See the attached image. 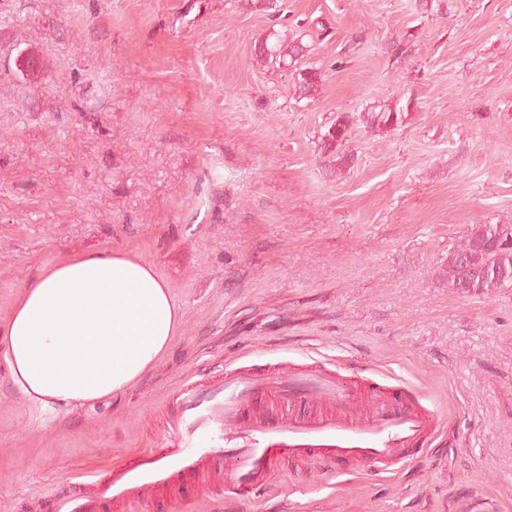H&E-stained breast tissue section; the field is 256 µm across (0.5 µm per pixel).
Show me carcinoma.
I'll return each mask as SVG.
<instances>
[{
	"mask_svg": "<svg viewBox=\"0 0 512 512\" xmlns=\"http://www.w3.org/2000/svg\"><path fill=\"white\" fill-rule=\"evenodd\" d=\"M308 50L302 38L294 33L271 32L258 42L253 59L260 65L289 71L294 76L297 98H311L319 85L318 69L307 61ZM407 115L404 109L387 101L372 105L362 112L336 115L324 133L319 135L322 148L329 157L327 168L338 176L351 168L355 157L345 147L351 129L362 125L371 132L394 130ZM480 232L472 231L448 250L445 264L448 287L457 293L489 296L504 288H512V239L494 242L485 248L474 246Z\"/></svg>",
	"mask_w": 512,
	"mask_h": 512,
	"instance_id": "cac0c4a2",
	"label": "carcinoma"
}]
</instances>
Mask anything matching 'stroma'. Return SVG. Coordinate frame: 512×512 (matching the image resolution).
<instances>
[{
    "label": "stroma",
    "instance_id": "obj_1",
    "mask_svg": "<svg viewBox=\"0 0 512 512\" xmlns=\"http://www.w3.org/2000/svg\"><path fill=\"white\" fill-rule=\"evenodd\" d=\"M321 79L258 66L266 13L234 0H0V318L41 270L128 252L183 319L124 393L40 410L0 365V512L150 447L182 383L227 361L368 366L441 411L399 474L284 462L269 491L191 512H512V288L453 293L473 228L512 221V0H282ZM356 126L350 171L318 137ZM406 113L396 103L384 101L369 106L364 112L355 115L347 112L337 114L336 118L327 124L324 133L319 135L321 148L329 157L326 165L330 174L334 173L336 177L341 176L350 170L355 161L353 154L345 147L353 126L362 125L371 132L394 130L405 122L408 117Z\"/></svg>",
    "mask_w": 512,
    "mask_h": 512
}]
</instances>
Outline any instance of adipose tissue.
<instances>
[{
    "label": "adipose tissue",
    "instance_id": "obj_1",
    "mask_svg": "<svg viewBox=\"0 0 512 512\" xmlns=\"http://www.w3.org/2000/svg\"><path fill=\"white\" fill-rule=\"evenodd\" d=\"M182 317L153 265L82 252L22 287L0 319V360L29 401L76 408L136 384L167 354Z\"/></svg>",
    "mask_w": 512,
    "mask_h": 512
}]
</instances>
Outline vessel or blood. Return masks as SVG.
<instances>
[{
    "label": "vessel or blood",
    "instance_id": "b4317fda",
    "mask_svg": "<svg viewBox=\"0 0 512 512\" xmlns=\"http://www.w3.org/2000/svg\"><path fill=\"white\" fill-rule=\"evenodd\" d=\"M174 398L177 411L151 448L68 489L50 488L47 512H110L174 489L190 504L219 470L225 498L248 502L286 460L389 474L429 452L438 422L416 393L358 368L230 365L180 385Z\"/></svg>",
    "mask_w": 512,
    "mask_h": 512
}]
</instances>
